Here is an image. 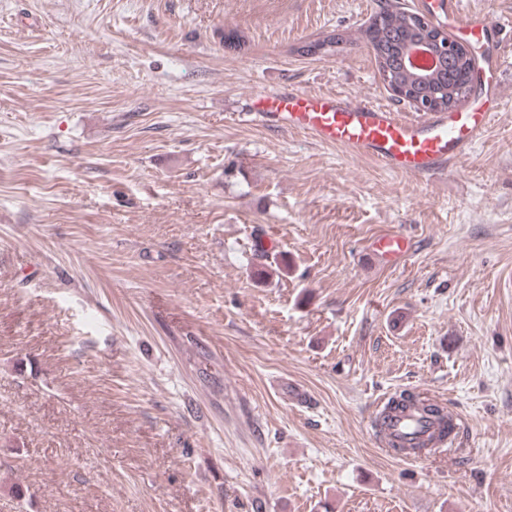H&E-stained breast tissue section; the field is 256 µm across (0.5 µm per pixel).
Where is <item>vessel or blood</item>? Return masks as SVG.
Listing matches in <instances>:
<instances>
[{"mask_svg":"<svg viewBox=\"0 0 512 512\" xmlns=\"http://www.w3.org/2000/svg\"><path fill=\"white\" fill-rule=\"evenodd\" d=\"M440 8L451 30L475 37L481 44H488L490 33L499 29L486 15L465 12L462 0H441ZM505 58L500 50L487 61L491 79L486 97L470 100L454 112L410 119L381 103L297 89L257 92L253 116L261 124L286 126L320 144L344 146L356 157L402 174H446L474 148L501 107ZM409 251L410 241L401 234L386 233L373 243L374 254L390 265L401 262ZM428 429L419 411L410 410L383 426L380 442L407 448Z\"/></svg>","mask_w":512,"mask_h":512,"instance_id":"1","label":"vessel or blood"}]
</instances>
